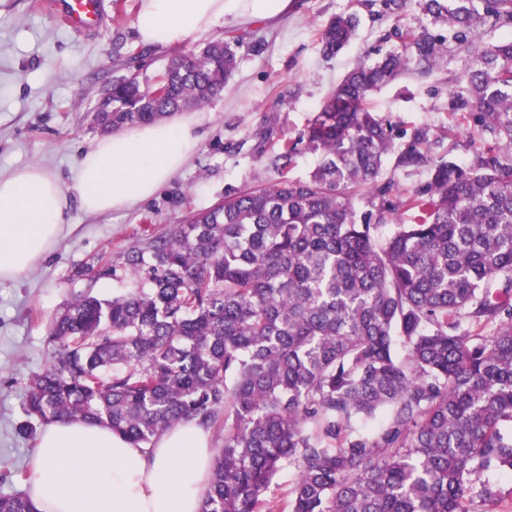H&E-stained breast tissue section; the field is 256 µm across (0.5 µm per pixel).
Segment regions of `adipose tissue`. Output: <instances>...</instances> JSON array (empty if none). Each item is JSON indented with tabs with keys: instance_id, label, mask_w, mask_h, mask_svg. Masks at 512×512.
Listing matches in <instances>:
<instances>
[{
	"instance_id": "obj_1",
	"label": "adipose tissue",
	"mask_w": 512,
	"mask_h": 512,
	"mask_svg": "<svg viewBox=\"0 0 512 512\" xmlns=\"http://www.w3.org/2000/svg\"><path fill=\"white\" fill-rule=\"evenodd\" d=\"M227 0H140L139 43L171 45L210 33ZM192 118L167 120L98 140L78 161L73 190L81 209L107 213L151 198L195 153ZM60 181L30 166L0 176V277L37 263L66 222ZM211 450L209 433L188 421L152 445L133 447L108 426L81 420L45 425L37 439L29 496L37 512H201Z\"/></svg>"
}]
</instances>
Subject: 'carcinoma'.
Masks as SVG:
<instances>
[{
	"mask_svg": "<svg viewBox=\"0 0 512 512\" xmlns=\"http://www.w3.org/2000/svg\"><path fill=\"white\" fill-rule=\"evenodd\" d=\"M381 2L398 20L411 0ZM416 4L426 22L394 27L401 49L350 70L309 120L301 141L320 162L307 177L260 181L166 234L145 227L122 257L137 288L81 296L51 320L55 352L28 382L27 414L106 424L137 447L185 421L212 430L202 512H276L286 468L290 512L512 504V40L482 48L477 32L511 22L512 0ZM358 24L333 16L323 52ZM242 43L171 58L162 95L140 71L115 76L96 124L208 104ZM450 52L471 57L448 108L466 114L471 163L433 159L419 127L396 166L429 179L379 182L393 128L371 94ZM295 151L282 139L280 170ZM0 512L36 510L16 493Z\"/></svg>",
	"mask_w": 512,
	"mask_h": 512,
	"instance_id": "carcinoma-1",
	"label": "carcinoma"
}]
</instances>
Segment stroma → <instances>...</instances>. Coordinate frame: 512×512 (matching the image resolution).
I'll list each match as a JSON object with an SVG mask.
<instances>
[{
    "label": "stroma",
    "instance_id": "stroma-1",
    "mask_svg": "<svg viewBox=\"0 0 512 512\" xmlns=\"http://www.w3.org/2000/svg\"><path fill=\"white\" fill-rule=\"evenodd\" d=\"M137 3L103 0L105 23L77 32L58 21L52 0H0V175L37 163L67 189L78 160L100 137L90 115L114 76L140 70L152 77L172 56L190 55L231 31L249 34L223 93L190 112L202 139L185 167L129 210L90 214L69 198L51 250L18 277L0 279V495L27 490L36 438L26 430V382L51 360V318L78 296L109 298L130 288L124 274L106 273L105 267L121 264L143 224L165 234L258 180L306 177L318 156L301 152L280 172L273 163L279 139H298L373 46L398 45L393 19H374L361 0H288L287 11L267 21L247 20V0H229L223 24L211 35L155 47L139 58ZM347 12L360 16L356 38L337 56H323L320 30ZM463 67V56L455 55L430 74H410L373 93L375 112L396 127V149L422 126L435 156L468 162V127L448 110V93Z\"/></svg>",
    "mask_w": 512,
    "mask_h": 512
}]
</instances>
